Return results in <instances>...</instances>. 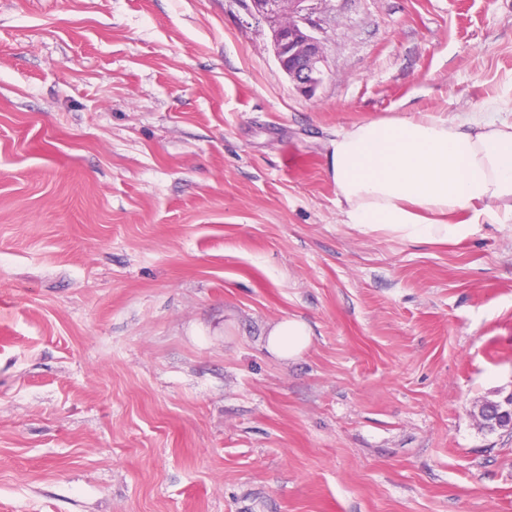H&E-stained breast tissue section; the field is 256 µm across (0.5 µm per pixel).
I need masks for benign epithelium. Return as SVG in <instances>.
<instances>
[{"label": "benign epithelium", "mask_w": 512, "mask_h": 512, "mask_svg": "<svg viewBox=\"0 0 512 512\" xmlns=\"http://www.w3.org/2000/svg\"><path fill=\"white\" fill-rule=\"evenodd\" d=\"M324 0H248L251 13L270 27L274 56L295 89L315 94L325 75V43L319 37L318 4Z\"/></svg>", "instance_id": "obj_1"}]
</instances>
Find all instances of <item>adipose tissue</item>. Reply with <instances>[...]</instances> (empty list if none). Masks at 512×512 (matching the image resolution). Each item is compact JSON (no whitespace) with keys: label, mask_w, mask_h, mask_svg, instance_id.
<instances>
[{"label":"adipose tissue","mask_w":512,"mask_h":512,"mask_svg":"<svg viewBox=\"0 0 512 512\" xmlns=\"http://www.w3.org/2000/svg\"><path fill=\"white\" fill-rule=\"evenodd\" d=\"M499 106L451 121L430 112L338 132L326 165L347 224L412 242L448 243L481 224L512 220V121ZM464 221H454V214ZM311 342L298 318L274 323L267 350L292 359Z\"/></svg>","instance_id":"1"}]
</instances>
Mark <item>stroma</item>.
<instances>
[{
	"mask_svg": "<svg viewBox=\"0 0 512 512\" xmlns=\"http://www.w3.org/2000/svg\"><path fill=\"white\" fill-rule=\"evenodd\" d=\"M0 0V512H512V222H343L338 131L496 100L512 0ZM309 347L270 354V324ZM248 9L270 27L274 56L295 89L312 97L325 75L318 4L324 0H248ZM311 342L308 324L298 318L274 323L267 331L266 349L281 359H292L307 349ZM512 408V393L507 394L500 400H486L478 410V417L481 420L482 427L490 432L497 429L510 428L509 413L499 414L501 411H508Z\"/></svg>",
	"mask_w": 512,
	"mask_h": 512,
	"instance_id": "stroma-1",
	"label": "stroma"
}]
</instances>
